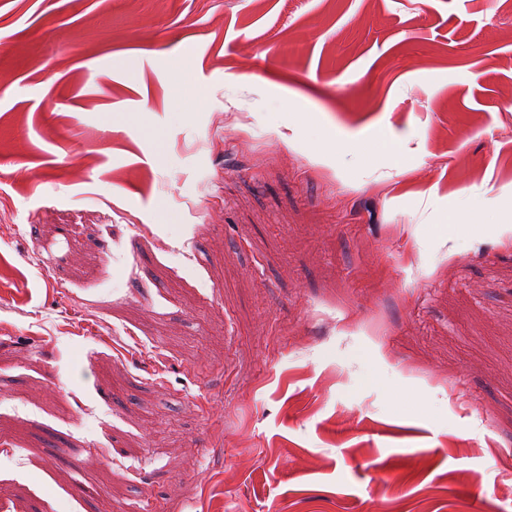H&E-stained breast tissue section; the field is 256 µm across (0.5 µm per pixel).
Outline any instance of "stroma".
Instances as JSON below:
<instances>
[{
	"label": "stroma",
	"mask_w": 512,
	"mask_h": 512,
	"mask_svg": "<svg viewBox=\"0 0 512 512\" xmlns=\"http://www.w3.org/2000/svg\"><path fill=\"white\" fill-rule=\"evenodd\" d=\"M511 95L512 0H0V497L512 512ZM173 65L181 80L182 94L194 102L203 100V90L194 78L191 65L184 59L180 58L174 59Z\"/></svg>",
	"instance_id": "stroma-1"
}]
</instances>
